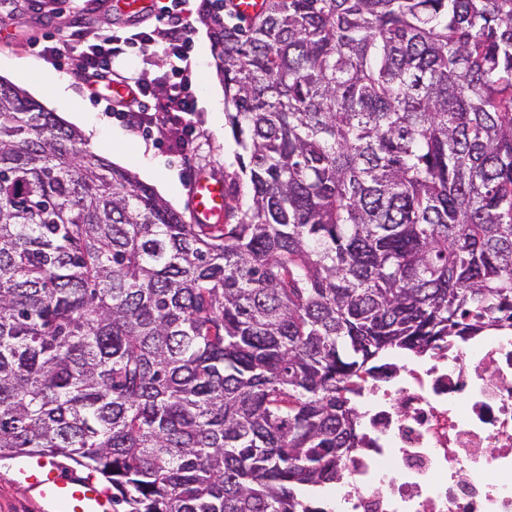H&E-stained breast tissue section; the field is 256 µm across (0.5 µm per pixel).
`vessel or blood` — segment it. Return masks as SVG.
<instances>
[{
  "label": "vessel or blood",
  "instance_id": "b4317fda",
  "mask_svg": "<svg viewBox=\"0 0 512 512\" xmlns=\"http://www.w3.org/2000/svg\"><path fill=\"white\" fill-rule=\"evenodd\" d=\"M192 217L206 223L224 214V185L205 177L195 178L191 185ZM23 476L41 497L63 507V512H112L109 492L88 477H64L41 460H33Z\"/></svg>",
  "mask_w": 512,
  "mask_h": 512
}]
</instances>
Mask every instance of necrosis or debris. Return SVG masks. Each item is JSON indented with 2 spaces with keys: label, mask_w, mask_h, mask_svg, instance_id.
<instances>
[{
  "label": "necrosis or debris",
  "mask_w": 512,
  "mask_h": 512,
  "mask_svg": "<svg viewBox=\"0 0 512 512\" xmlns=\"http://www.w3.org/2000/svg\"><path fill=\"white\" fill-rule=\"evenodd\" d=\"M362 392L364 444L323 512H512V334L394 357Z\"/></svg>",
  "instance_id": "obj_1"
}]
</instances>
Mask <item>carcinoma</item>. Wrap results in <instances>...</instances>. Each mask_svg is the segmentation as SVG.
<instances>
[{"instance_id": "cac0c4a2", "label": "carcinoma", "mask_w": 512, "mask_h": 512, "mask_svg": "<svg viewBox=\"0 0 512 512\" xmlns=\"http://www.w3.org/2000/svg\"><path fill=\"white\" fill-rule=\"evenodd\" d=\"M208 2L226 224L0 78V461L125 512H313L362 375L512 331V0Z\"/></svg>"}]
</instances>
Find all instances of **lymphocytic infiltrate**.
<instances>
[{
  "label": "lymphocytic infiltrate",
  "mask_w": 512,
  "mask_h": 512,
  "mask_svg": "<svg viewBox=\"0 0 512 512\" xmlns=\"http://www.w3.org/2000/svg\"><path fill=\"white\" fill-rule=\"evenodd\" d=\"M158 19L166 24L163 38L159 41L144 31L124 36L104 28L86 31L81 39L86 43L87 49L76 55L75 69L80 73L83 85L88 90H96L101 85L123 86L126 90L125 97L117 100L105 98L104 109L129 127L144 130L149 123L143 109L145 89L139 82L115 71L112 64L132 46L146 55L164 53L170 58L171 69L178 80L166 84L157 103L163 119L161 130L170 135L178 132L182 137H190L195 132V98L190 62L192 27L170 5L160 6Z\"/></svg>",
  "instance_id": "1"
}]
</instances>
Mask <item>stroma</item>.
Masks as SVG:
<instances>
[{"label":"stroma","instance_id":"stroma-1","mask_svg":"<svg viewBox=\"0 0 512 512\" xmlns=\"http://www.w3.org/2000/svg\"><path fill=\"white\" fill-rule=\"evenodd\" d=\"M204 6L205 0L180 2L182 15L195 30L191 62L197 103L196 133L188 147L176 145L157 132L131 131L79 90L68 71L38 70L31 66L36 59L28 46L32 38H72L78 30L93 26L124 33L161 30V23L154 17L129 16L117 6L116 0H20L16 11L0 19V77L59 117L74 111L83 113L92 126L91 133L84 137L86 144L112 163L134 172L154 190L168 188L170 206L190 212V185L195 177L220 179L239 170L238 148L225 123L224 107L215 104L212 96L213 91L223 90L224 84L216 68L209 31L201 21ZM114 68L140 80L149 105L153 104L161 81L171 77L167 57L146 59L136 49L116 59ZM59 80L66 83L68 96L56 95L54 84ZM23 464L20 458L0 463V512H52L20 479Z\"/></svg>","mask_w":512,"mask_h":512}]
</instances>
